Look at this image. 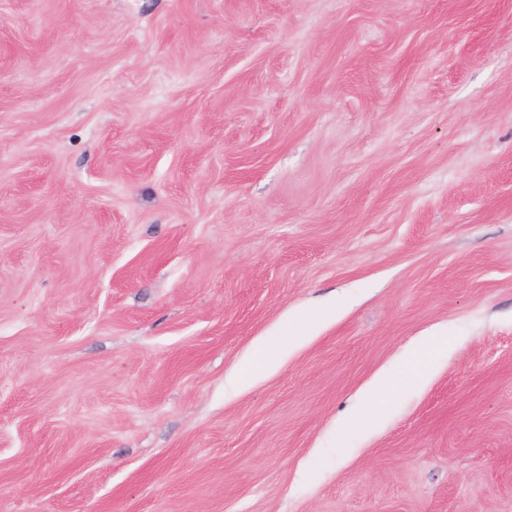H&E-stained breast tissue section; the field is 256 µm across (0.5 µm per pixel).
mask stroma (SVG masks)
<instances>
[{
    "instance_id": "35a3bbf8",
    "label": "stroma",
    "mask_w": 512,
    "mask_h": 512,
    "mask_svg": "<svg viewBox=\"0 0 512 512\" xmlns=\"http://www.w3.org/2000/svg\"><path fill=\"white\" fill-rule=\"evenodd\" d=\"M0 512H512V0H0Z\"/></svg>"
}]
</instances>
